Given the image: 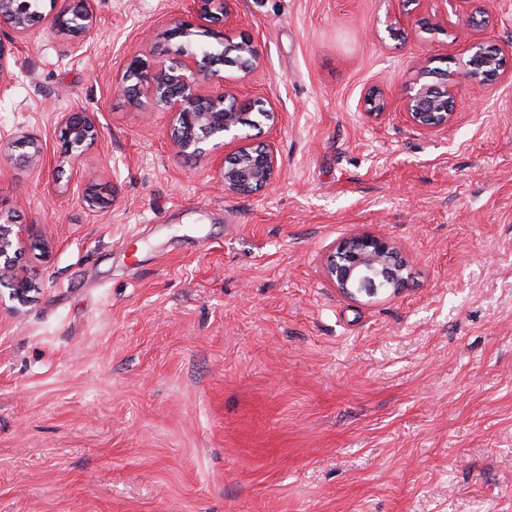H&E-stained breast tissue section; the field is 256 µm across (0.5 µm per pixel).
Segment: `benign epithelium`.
Listing matches in <instances>:
<instances>
[{"label":"benign epithelium","instance_id":"benign-epithelium-1","mask_svg":"<svg viewBox=\"0 0 512 512\" xmlns=\"http://www.w3.org/2000/svg\"><path fill=\"white\" fill-rule=\"evenodd\" d=\"M234 0H193L187 17H175L165 31L168 41L183 39L191 42L196 30L224 37L221 29L232 15ZM461 8V22L476 31L489 22L486 9H472L475 0H456ZM35 0H0V25L4 24L19 38L25 37L32 26L29 16ZM53 29L70 37V48L81 47L83 38L97 25L94 0H50ZM480 42L470 44L469 58L463 77L485 85L500 75L501 62L497 54L475 51ZM239 70L245 74L260 61V49L250 36L236 43ZM224 42L210 46L203 53L177 50L174 56L156 62L132 60L125 73L115 82V91L131 101L145 96L169 116L170 140L180 157L212 159L224 192L250 195L271 185L278 172L274 152L257 146L251 136L241 133L239 125L244 115L254 109L257 126L274 125L278 113L266 108L264 101L236 102L235 110L224 109V92L201 91L205 83L224 86ZM455 78L440 69L426 68L414 83L406 101V114L418 129L433 131L448 126L453 117ZM367 114L381 117L386 109L381 88L370 87L364 96ZM60 139L70 155H80L99 138L100 130L94 114L83 111L65 112L60 118ZM232 152L224 154V149ZM10 149L9 157L18 167H28L42 157L38 142L27 135L0 139V151ZM35 225L19 224L10 212L0 206V286L13 289V296L23 300L36 290L35 275L17 265L19 250L34 234ZM325 274L336 290L349 299L360 295L373 296L383 291L400 294L413 279L409 262L387 237L369 233L351 234L342 238L326 257Z\"/></svg>","mask_w":512,"mask_h":512}]
</instances>
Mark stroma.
Masks as SVG:
<instances>
[{"label":"stroma","mask_w":512,"mask_h":512,"mask_svg":"<svg viewBox=\"0 0 512 512\" xmlns=\"http://www.w3.org/2000/svg\"><path fill=\"white\" fill-rule=\"evenodd\" d=\"M191 5L95 0L69 54L49 20L0 26V136L44 150L0 156V206L45 241L20 256L38 291L0 289V512H512V0L478 32L422 0L429 30L395 38L401 0H235L224 33L261 61L224 90L280 116L258 136L277 180L249 196L112 92L134 57L176 51L163 33ZM476 38L501 77L457 79L448 127L415 128L419 65L462 70ZM72 110L100 127L77 158ZM357 232L412 264L398 296L327 281ZM60 139L64 150L71 155H81L99 138L100 130L93 113L65 112L60 118ZM7 146L11 150L9 157L18 167H28L42 157V148L38 142L27 135H15L5 141L0 139V155ZM14 151V152H13Z\"/></svg>","instance_id":"obj_1"}]
</instances>
